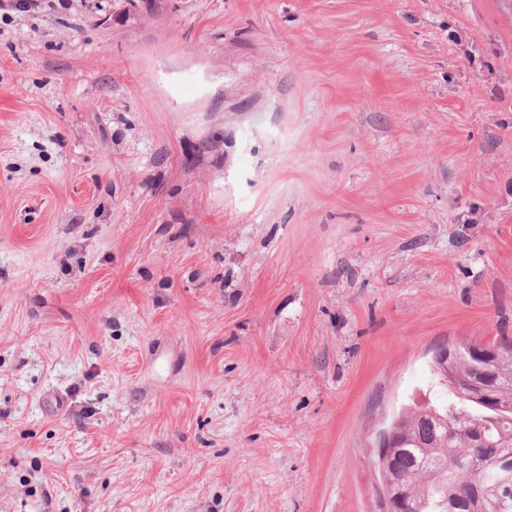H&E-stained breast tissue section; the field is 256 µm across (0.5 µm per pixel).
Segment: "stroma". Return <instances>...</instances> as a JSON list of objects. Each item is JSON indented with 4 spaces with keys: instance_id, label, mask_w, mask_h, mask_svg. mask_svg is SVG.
<instances>
[{
    "instance_id": "stroma-1",
    "label": "stroma",
    "mask_w": 512,
    "mask_h": 512,
    "mask_svg": "<svg viewBox=\"0 0 512 512\" xmlns=\"http://www.w3.org/2000/svg\"><path fill=\"white\" fill-rule=\"evenodd\" d=\"M12 2L0 512H377L512 338V0Z\"/></svg>"
}]
</instances>
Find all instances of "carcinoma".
<instances>
[{"mask_svg": "<svg viewBox=\"0 0 512 512\" xmlns=\"http://www.w3.org/2000/svg\"><path fill=\"white\" fill-rule=\"evenodd\" d=\"M444 373L432 370L443 400L400 409L392 424L401 443L376 471L400 481L396 503L377 493L385 512H512L501 500V463L512 460V355L480 368L464 351Z\"/></svg>", "mask_w": 512, "mask_h": 512, "instance_id": "1", "label": "carcinoma"}]
</instances>
